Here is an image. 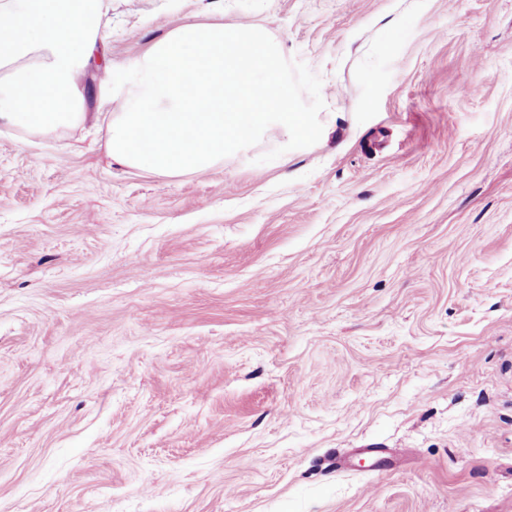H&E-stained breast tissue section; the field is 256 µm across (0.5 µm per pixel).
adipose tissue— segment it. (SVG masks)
<instances>
[{
  "label": "adipose tissue",
  "instance_id": "adipose-tissue-1",
  "mask_svg": "<svg viewBox=\"0 0 512 512\" xmlns=\"http://www.w3.org/2000/svg\"><path fill=\"white\" fill-rule=\"evenodd\" d=\"M104 0H0V121L27 136L81 125V75L107 39Z\"/></svg>",
  "mask_w": 512,
  "mask_h": 512
}]
</instances>
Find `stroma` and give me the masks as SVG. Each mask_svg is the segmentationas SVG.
<instances>
[{
    "label": "stroma",
    "mask_w": 512,
    "mask_h": 512,
    "mask_svg": "<svg viewBox=\"0 0 512 512\" xmlns=\"http://www.w3.org/2000/svg\"><path fill=\"white\" fill-rule=\"evenodd\" d=\"M109 5L116 71L262 27L331 131L130 168L91 69L0 124V512H512V0Z\"/></svg>",
    "instance_id": "obj_1"
}]
</instances>
